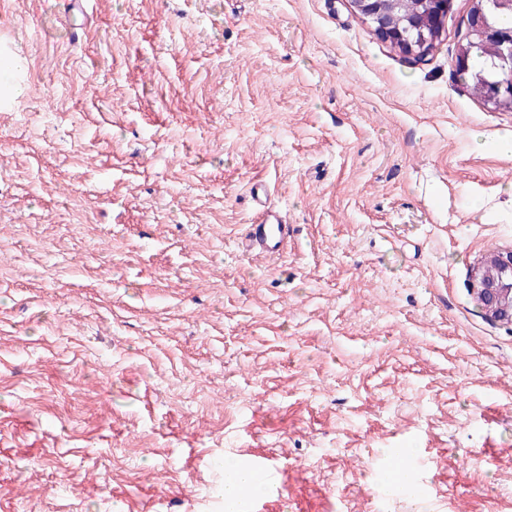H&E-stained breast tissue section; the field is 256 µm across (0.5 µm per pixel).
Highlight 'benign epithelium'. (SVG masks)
Instances as JSON below:
<instances>
[{"label": "benign epithelium", "mask_w": 512, "mask_h": 512, "mask_svg": "<svg viewBox=\"0 0 512 512\" xmlns=\"http://www.w3.org/2000/svg\"><path fill=\"white\" fill-rule=\"evenodd\" d=\"M353 11L369 23L373 32L390 42L414 63L426 61L432 42L441 37L452 12L453 0H422L424 10L408 18L404 26L393 21L398 0H349ZM512 8V0H472L465 31L461 34L453 65L469 70L466 43L478 39L493 57L507 65L502 77L486 84L483 100L495 109H512V28L502 30L491 22L490 9ZM469 291L486 318L512 325V250L487 253L469 272Z\"/></svg>", "instance_id": "benign-epithelium-1"}]
</instances>
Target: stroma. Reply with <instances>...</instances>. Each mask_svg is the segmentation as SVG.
<instances>
[{"label": "stroma", "instance_id": "stroma-1", "mask_svg": "<svg viewBox=\"0 0 512 512\" xmlns=\"http://www.w3.org/2000/svg\"><path fill=\"white\" fill-rule=\"evenodd\" d=\"M348 0H0V512H512V111ZM292 228L242 253L254 183ZM404 449L428 494L385 497ZM26 65L19 59H11V64L7 67L9 72V80L5 82V74L1 69V82L0 94L1 100L4 98V86L6 87V94L10 98L19 97L22 94L23 86L19 79V74L25 71ZM469 287L486 318L512 325V250L482 256L470 269Z\"/></svg>", "mask_w": 512, "mask_h": 512}]
</instances>
